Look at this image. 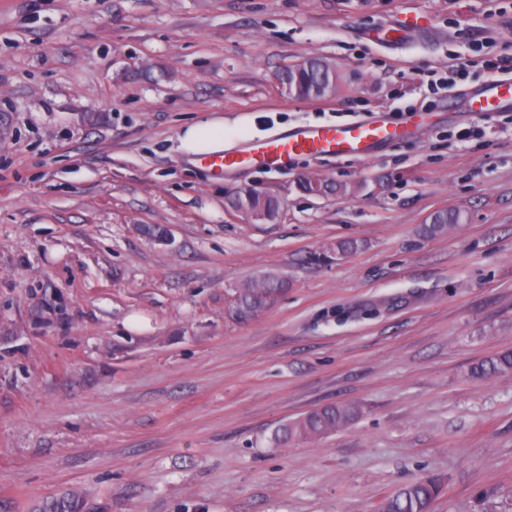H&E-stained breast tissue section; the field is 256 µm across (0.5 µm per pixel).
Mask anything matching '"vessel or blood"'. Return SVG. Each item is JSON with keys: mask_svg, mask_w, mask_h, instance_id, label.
I'll use <instances>...</instances> for the list:
<instances>
[{"mask_svg": "<svg viewBox=\"0 0 512 512\" xmlns=\"http://www.w3.org/2000/svg\"><path fill=\"white\" fill-rule=\"evenodd\" d=\"M428 30L419 16L405 15L365 30L366 40L389 49H404L421 40ZM474 115L489 119L512 110V76L493 77L457 96ZM427 123L426 114L412 112L396 120L374 112L363 119L325 125L299 124L288 131L252 140L236 151L213 157V167L229 171L252 166L278 170L297 157L366 161L378 148L416 134Z\"/></svg>", "mask_w": 512, "mask_h": 512, "instance_id": "vessel-or-blood-1", "label": "vessel or blood"}]
</instances>
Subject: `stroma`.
I'll use <instances>...</instances> for the list:
<instances>
[{
  "label": "stroma",
  "mask_w": 512,
  "mask_h": 512,
  "mask_svg": "<svg viewBox=\"0 0 512 512\" xmlns=\"http://www.w3.org/2000/svg\"><path fill=\"white\" fill-rule=\"evenodd\" d=\"M406 10L426 41L362 38ZM314 56L335 94L289 97L279 73ZM462 61L459 93L512 67V0H0V512L68 490L84 512H375L428 475L434 512H512V375L468 376L512 350V121L456 140L472 116L426 80ZM374 111L445 117L272 172L179 139ZM311 176L356 191L312 197ZM243 188L277 218L230 207ZM448 207L465 223L422 237ZM269 272L287 288L239 317ZM340 402L362 416L281 440ZM362 413L360 405L351 402L324 405L312 409L284 426L282 438L307 440L330 434L356 420Z\"/></svg>",
  "instance_id": "stroma-1"
}]
</instances>
